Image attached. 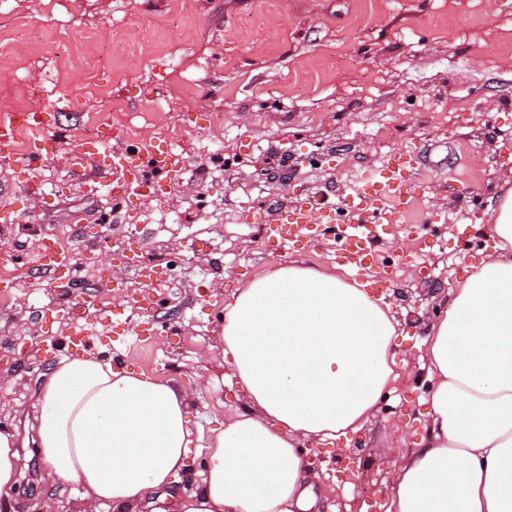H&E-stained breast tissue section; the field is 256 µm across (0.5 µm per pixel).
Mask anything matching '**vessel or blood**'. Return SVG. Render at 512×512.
<instances>
[{
    "mask_svg": "<svg viewBox=\"0 0 512 512\" xmlns=\"http://www.w3.org/2000/svg\"><path fill=\"white\" fill-rule=\"evenodd\" d=\"M25 116H18L0 122V153H12L19 129L26 126ZM92 152L81 145L73 149L70 165L73 172L94 182L104 181L112 190L124 198L141 187H153L162 192L167 184L178 181L183 173V162L178 155L168 149L150 146L144 152L126 151L121 154H108L103 165L91 168ZM417 172L412 155L402 154L392 158L385 166L374 170L363 178L355 194L344 197L340 204H332L317 195L284 206L275 221L274 233L279 240L293 242L297 239V229L304 224L315 225L317 231L312 238L314 245L326 250L342 251L353 257L356 268H363L371 255L373 240L368 236L337 233V222L350 224H396L409 208L411 187ZM40 262L42 271L50 278V283L60 290L81 288L79 270L72 265L68 252L57 249L52 235H45L41 241ZM80 309L90 311L99 303L96 288H81Z\"/></svg>",
    "mask_w": 512,
    "mask_h": 512,
    "instance_id": "1",
    "label": "vessel or blood"
}]
</instances>
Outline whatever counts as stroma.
<instances>
[{"instance_id":"35a3bbf8","label":"stroma","mask_w":512,"mask_h":512,"mask_svg":"<svg viewBox=\"0 0 512 512\" xmlns=\"http://www.w3.org/2000/svg\"><path fill=\"white\" fill-rule=\"evenodd\" d=\"M7 0L0 6V120L33 112L48 122L42 170L57 191L17 199L15 165L0 156V203L18 223L0 243V425L23 426L37 383L62 357L75 328L91 348L146 374L210 384L192 406L209 432L236 403L218 325L225 299L267 268L270 257L354 272L344 253L322 252L302 230L279 244L265 219L326 187L354 194L363 176L393 156L421 153L404 220L383 226L364 280L391 302L396 342L414 362L349 440L316 448L321 512H384L401 458L429 434L425 327L436 293L477 263L489 207L512 185V0ZM109 132L124 149L175 140L192 176L172 191L132 199L146 245L102 231L110 205L68 167L75 140ZM472 185V193L461 190ZM83 225L72 247L89 271L121 266V291L79 320L38 271L44 232ZM388 280H381V272ZM154 287V307L136 300ZM122 333H114V325ZM12 512H31L51 493L31 455Z\"/></svg>"}]
</instances>
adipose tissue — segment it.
<instances>
[{"instance_id":"ef3b65f1","label":"adipose tissue","mask_w":512,"mask_h":512,"mask_svg":"<svg viewBox=\"0 0 512 512\" xmlns=\"http://www.w3.org/2000/svg\"><path fill=\"white\" fill-rule=\"evenodd\" d=\"M491 250L428 327L429 446L398 465L385 512H512V190ZM391 304L336 272L271 261L224 305V362L246 400L214 428L197 489L177 477L199 438L197 388L112 362L58 361L28 425L45 481L77 487L76 512H319L303 445L361 431L398 374ZM0 426V512L21 472Z\"/></svg>"}]
</instances>
